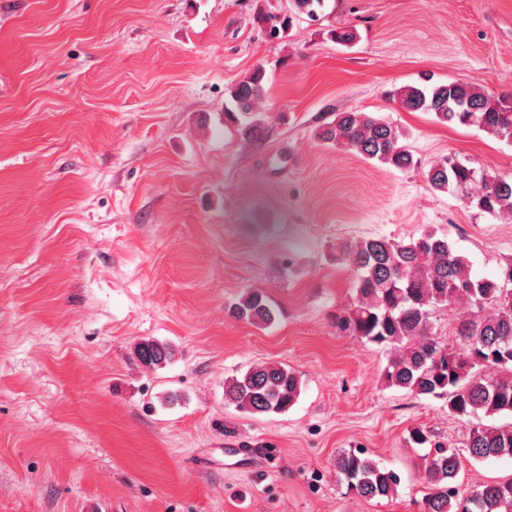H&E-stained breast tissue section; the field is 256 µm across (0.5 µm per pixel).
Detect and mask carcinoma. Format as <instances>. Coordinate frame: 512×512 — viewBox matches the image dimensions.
Returning <instances> with one entry per match:
<instances>
[{"mask_svg": "<svg viewBox=\"0 0 512 512\" xmlns=\"http://www.w3.org/2000/svg\"><path fill=\"white\" fill-rule=\"evenodd\" d=\"M324 0H288V13L273 17V31L285 30L293 19L317 17ZM266 71L256 66L231 86L225 114L245 136L257 133L254 108L266 90ZM405 110L434 115L446 125L476 126L512 142V95L490 96L468 81L407 85L393 91ZM316 138L338 150L390 169L418 166L401 140L404 132L365 112H338L316 132ZM429 187L456 194L466 205L488 214L512 213V175H490L454 152L440 158L425 173ZM336 258L347 262L356 276V296L336 316V329L386 354L382 378L391 387L415 396L445 399L459 417L512 415V260L495 279L471 274L467 258L457 253L448 236L427 229L408 241L385 237L343 242ZM469 305L456 327L458 342L449 346L431 332L430 319L442 307ZM237 317L254 325L275 321L277 311L260 292L251 291L232 307ZM135 356L146 368L166 366L175 356L172 345L144 339ZM301 380L282 364L264 362L224 381V405L251 415L285 413L297 401ZM411 440L428 444L425 477L429 493L424 512H512V480L486 484L467 495L456 488L464 462L512 456V424L477 426L465 442L466 453L450 448L417 429ZM336 476L365 500L391 497L400 475L373 460L363 450H342L334 463Z\"/></svg>", "mask_w": 512, "mask_h": 512, "instance_id": "cac0c4a2", "label": "carcinoma"}]
</instances>
